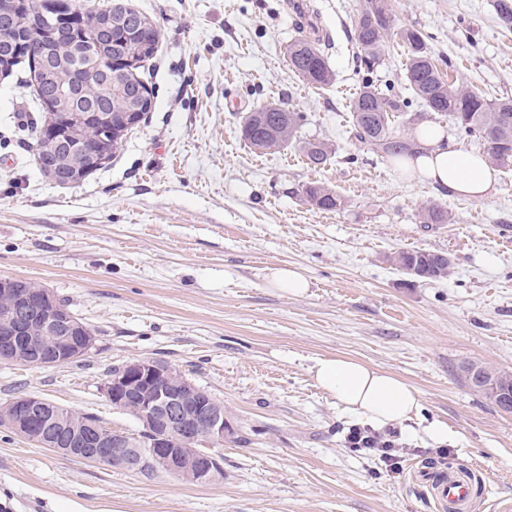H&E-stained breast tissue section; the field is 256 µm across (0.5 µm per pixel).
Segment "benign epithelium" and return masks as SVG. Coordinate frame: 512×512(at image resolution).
Segmentation results:
<instances>
[{"label": "benign epithelium", "mask_w": 512, "mask_h": 512, "mask_svg": "<svg viewBox=\"0 0 512 512\" xmlns=\"http://www.w3.org/2000/svg\"><path fill=\"white\" fill-rule=\"evenodd\" d=\"M43 19L52 27L84 28L59 4L48 5ZM43 138L66 159L46 158V173L61 183H72L94 170L105 157L90 150L81 136L54 123L44 128ZM0 293L11 305L0 318V359L15 360L26 353L24 364L37 368L59 366L84 357L94 345L91 330L48 288H7ZM40 321L41 335H32V323ZM113 406L131 411L151 435L153 456L159 467L183 480H215L213 467L220 465L212 448L234 438L237 429L207 392L158 360L123 364L104 384ZM0 422L31 443L78 461H107L113 467L136 472L139 453L129 449L125 435L107 440L98 426L86 423L75 432L56 405L37 396L15 397L0 405Z\"/></svg>", "instance_id": "1"}]
</instances>
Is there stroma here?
<instances>
[{"instance_id":"obj_1","label":"stroma","mask_w":512,"mask_h":512,"mask_svg":"<svg viewBox=\"0 0 512 512\" xmlns=\"http://www.w3.org/2000/svg\"><path fill=\"white\" fill-rule=\"evenodd\" d=\"M159 32L139 74L152 106L114 156L60 185L34 157L46 112L28 64L0 74V278L51 289L91 329L79 359L32 368L0 360V404L29 394L138 434L103 385L112 367L167 362L214 399L237 428L218 447L221 480L193 485L72 460L0 426V502L11 512H441L414 471L452 463L473 478L472 512L512 503V412L468 370L512 373V165L482 202L437 192L350 134L363 82L409 106L406 134L429 122L465 151H482L447 118L424 111L404 80L400 49L360 70L353 39L359 0H306L334 81L317 88L289 68L300 35L294 0H130ZM398 26L416 27L460 84L512 95V31L492 0H390ZM280 105L306 116L295 141L260 153L240 135L247 113ZM334 151L311 168L305 140ZM317 182L344 201L306 203ZM429 202L447 224L420 223ZM447 253V278L421 281L390 261L400 250ZM301 268L311 288L268 287V268ZM353 357L415 387L417 417L399 431L402 469L350 451L359 419L319 388L315 361ZM435 420L449 441L428 432Z\"/></svg>"}]
</instances>
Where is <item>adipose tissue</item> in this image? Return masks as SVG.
<instances>
[{"label": "adipose tissue", "mask_w": 512, "mask_h": 512, "mask_svg": "<svg viewBox=\"0 0 512 512\" xmlns=\"http://www.w3.org/2000/svg\"><path fill=\"white\" fill-rule=\"evenodd\" d=\"M419 151L399 159L400 168L425 179L438 190L474 201L489 199L496 190V173L482 155L462 150L442 128L426 123L417 132ZM317 384L344 407L373 426L404 427L420 406L415 388L395 374L345 357L316 361Z\"/></svg>", "instance_id": "obj_1"}]
</instances>
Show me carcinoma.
I'll return each instance as SVG.
<instances>
[{
  "label": "carcinoma",
  "mask_w": 512,
  "mask_h": 512,
  "mask_svg": "<svg viewBox=\"0 0 512 512\" xmlns=\"http://www.w3.org/2000/svg\"><path fill=\"white\" fill-rule=\"evenodd\" d=\"M73 8L82 12L89 30L103 21L99 5L94 0H80ZM494 10L501 28L512 31V0H494ZM140 38L127 41L121 27H113L112 41L99 44L69 37L70 70L58 72L42 83H34L37 101L52 100L56 109L47 111L59 124L80 127L93 144L99 143L97 126L84 122L80 114L88 107L100 112L118 115L128 109L146 113L150 104L136 99V84L121 74V68L112 67V57L133 58L140 63L152 56L158 42V30L142 17ZM395 41L407 48L405 81L413 96L421 101L425 111L440 114L460 132L474 136L484 145L490 163L503 167L512 163V96L489 100L463 86L444 79L434 64L424 35L416 28L396 25L395 16L384 0H363L356 21V41L362 48L357 56L359 67L370 73L381 59L386 43ZM57 42L51 40L48 27L42 25L41 15L31 7L24 25L4 33L0 40V71L8 72L20 58L32 59L50 56L56 60ZM288 64L307 83L323 87L331 84L334 72L325 51L316 42L300 37L288 45ZM83 76L84 87L90 90L85 99L76 103L56 96V89L65 87L64 78L70 71ZM406 108L405 100L396 93L384 92L372 82H366L351 104V134L361 144H367L387 156L413 152L417 143L411 137L393 130L392 118ZM304 121L301 112L286 108H264L259 116L252 114L241 126V136L250 147L259 151H278L288 146ZM308 164L314 168L325 166L331 159V147L322 141H308L302 146ZM303 197L321 210H337L342 199L330 188L310 183L303 188ZM419 219L423 224H448V210L438 204L421 208ZM395 266L419 280H438L448 276L451 261L444 252L426 250L400 251L390 257Z\"/></svg>",
  "instance_id": "cac0c4a2"
}]
</instances>
